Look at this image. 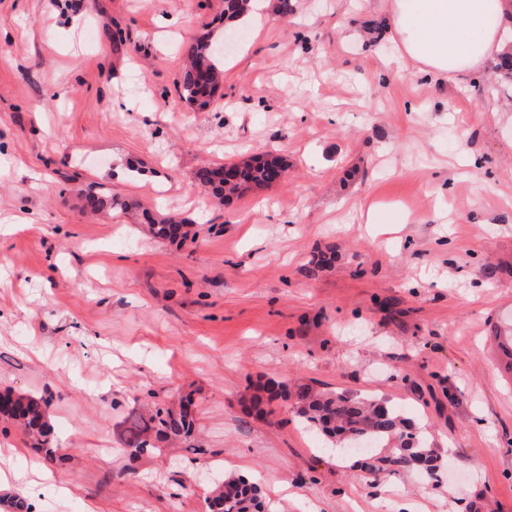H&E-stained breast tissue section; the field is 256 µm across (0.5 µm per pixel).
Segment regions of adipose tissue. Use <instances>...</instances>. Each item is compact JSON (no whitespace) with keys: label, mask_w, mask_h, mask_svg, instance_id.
I'll use <instances>...</instances> for the list:
<instances>
[{"label":"adipose tissue","mask_w":512,"mask_h":512,"mask_svg":"<svg viewBox=\"0 0 512 512\" xmlns=\"http://www.w3.org/2000/svg\"><path fill=\"white\" fill-rule=\"evenodd\" d=\"M397 60L420 73L464 78L512 50V0H387Z\"/></svg>","instance_id":"obj_1"}]
</instances>
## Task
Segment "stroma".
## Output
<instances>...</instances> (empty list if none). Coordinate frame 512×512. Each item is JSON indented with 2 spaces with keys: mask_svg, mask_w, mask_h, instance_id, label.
<instances>
[{
  "mask_svg": "<svg viewBox=\"0 0 512 512\" xmlns=\"http://www.w3.org/2000/svg\"><path fill=\"white\" fill-rule=\"evenodd\" d=\"M220 11L0 0V392L47 398L61 448L0 420V512H208L228 473L276 512H512V86L491 60L399 71L383 0H266L195 112L180 45ZM269 154L285 178L229 205L196 181ZM148 213L196 241L154 239ZM270 381L402 410L438 479L364 469L290 403L259 413ZM187 395L190 440L125 447L133 406Z\"/></svg>",
  "mask_w": 512,
  "mask_h": 512,
  "instance_id": "35a3bbf8",
  "label": "stroma"
}]
</instances>
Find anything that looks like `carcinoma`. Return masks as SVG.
<instances>
[{"label":"carcinoma","instance_id":"1","mask_svg":"<svg viewBox=\"0 0 512 512\" xmlns=\"http://www.w3.org/2000/svg\"><path fill=\"white\" fill-rule=\"evenodd\" d=\"M253 0H222L219 19L230 23L252 9ZM221 36L203 35L183 43L186 65L176 81L180 98L191 106L206 107L215 97L224 73V54L219 46ZM286 172L287 164L280 157L263 161L251 159L239 164L238 178L224 179V166L204 167L197 171L198 183L222 204L251 186L271 185V167ZM155 237L162 240L189 238L185 224L168 218L150 219ZM49 402L32 395L7 390L0 393V418L17 423L27 443L39 448L45 459L54 461L58 451L48 421ZM293 409L309 427L320 431L330 442L346 446H363L366 453L380 441L402 438L403 454L391 459L401 467L418 463L428 476L437 470L433 451L413 432L408 430L403 416L395 409L373 399L356 400L343 393L316 391L307 385L298 387ZM124 429L127 447L137 454L153 447L148 433L155 439H186L191 435L194 419L187 413L170 408H158L149 418L131 414ZM224 482L235 486L239 496L224 500V491L218 487L209 497V512H266L260 489L243 477H229Z\"/></svg>","mask_w":512,"mask_h":512}]
</instances>
